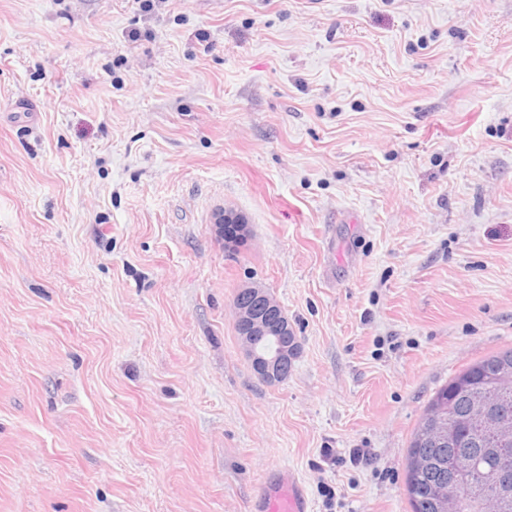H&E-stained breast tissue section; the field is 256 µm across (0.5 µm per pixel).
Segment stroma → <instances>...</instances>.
Segmentation results:
<instances>
[{
	"label": "stroma",
	"mask_w": 512,
	"mask_h": 512,
	"mask_svg": "<svg viewBox=\"0 0 512 512\" xmlns=\"http://www.w3.org/2000/svg\"><path fill=\"white\" fill-rule=\"evenodd\" d=\"M508 347L512 0H0V512H250L275 467L411 512L427 401ZM241 290L237 292L235 299L237 298L240 301L250 300V295L240 292ZM250 292L256 299H260L266 305L259 302L255 303L259 312L267 313L266 307L273 310L281 308L274 297L264 288L251 287ZM240 301H234L235 324L239 328V336L251 360L253 370L263 381L270 384L278 383L284 379L279 369L281 361L293 357L296 354L297 346L285 344L275 353L264 354L260 352L258 345L265 337L270 335H289L288 319L280 317L279 323L273 325L266 315L259 313L250 304ZM292 362L293 360H285L281 363V371L285 377L288 376L292 368Z\"/></svg>",
	"instance_id": "obj_1"
}]
</instances>
